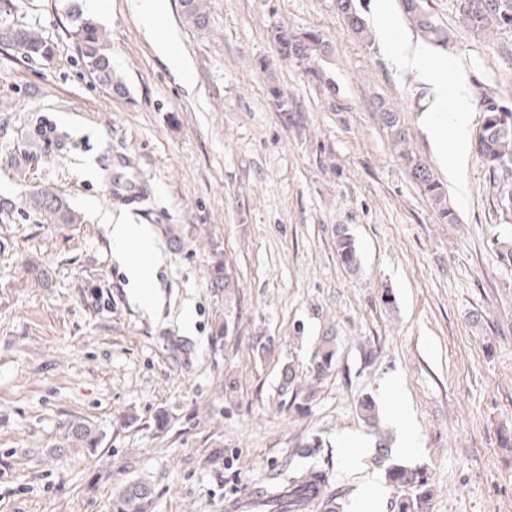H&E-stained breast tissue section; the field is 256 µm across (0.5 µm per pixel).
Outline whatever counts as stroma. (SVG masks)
<instances>
[{
    "instance_id": "stroma-1",
    "label": "stroma",
    "mask_w": 512,
    "mask_h": 512,
    "mask_svg": "<svg viewBox=\"0 0 512 512\" xmlns=\"http://www.w3.org/2000/svg\"><path fill=\"white\" fill-rule=\"evenodd\" d=\"M15 2L13 22L54 53L0 51V512H111L136 479L152 487L151 512H224L288 461L325 471L346 507L360 482L338 443L348 434L368 439L366 470L382 438L389 462L426 467L424 512H512V267L492 246L512 225L474 154L464 191L447 189L460 221L441 223L374 119L381 100L403 112L415 150L447 178L433 85L348 32L336 0H206L204 31L167 0L188 81L132 0H109L104 14L90 0ZM75 2L105 32L126 97L86 66ZM427 3L454 35L430 52L453 62L479 127L484 92L512 106V33L471 31L453 0ZM277 22L320 31L329 53L306 68L281 60ZM274 86L299 124L277 111ZM119 158L147 186L141 203L112 201ZM35 187L81 223H51L27 199ZM109 215L153 228L165 261L145 287L160 292L157 311L130 293ZM340 227L357 272L336 254ZM218 259L236 285L229 305L211 280ZM32 261L48 279L28 275ZM326 336L338 357L307 413L279 407L284 366L307 370ZM390 378L410 415L377 435L357 406ZM75 420L96 447L68 439ZM405 428L415 447L403 452ZM313 437L322 446L304 457Z\"/></svg>"
}]
</instances>
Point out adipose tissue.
<instances>
[{"label": "adipose tissue", "mask_w": 512, "mask_h": 512, "mask_svg": "<svg viewBox=\"0 0 512 512\" xmlns=\"http://www.w3.org/2000/svg\"><path fill=\"white\" fill-rule=\"evenodd\" d=\"M167 0H145L140 8V18L150 32L158 33V50L182 74H191L189 59L180 50V37L175 29L166 27ZM375 28L379 38L390 48L401 68L417 72L430 80L437 88L448 85L449 61L435 60L426 45H412L401 35L391 12L390 0H378ZM471 101L465 86L454 91L453 108L445 116L448 136L437 139L441 153L450 154L448 180L461 185L463 172L469 160L471 140ZM112 252L121 264L132 292L136 293L146 310H153L161 303V295L148 292L144 284L160 267L162 256L155 236L144 224H131L121 219L105 226Z\"/></svg>", "instance_id": "adipose-tissue-1"}]
</instances>
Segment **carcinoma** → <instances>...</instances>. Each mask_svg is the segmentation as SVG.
<instances>
[{
  "instance_id": "carcinoma-1",
  "label": "carcinoma",
  "mask_w": 512,
  "mask_h": 512,
  "mask_svg": "<svg viewBox=\"0 0 512 512\" xmlns=\"http://www.w3.org/2000/svg\"><path fill=\"white\" fill-rule=\"evenodd\" d=\"M357 2L337 0V8L347 30L367 44L370 36ZM455 6L465 27L473 31H512V0H455ZM402 7L423 35L440 46L448 45L450 31L427 11L424 0H402ZM181 14L184 21L197 30L209 27L210 17L204 0H181ZM73 17V37L89 70L111 94L119 98L125 96L127 88L112 70L102 31L93 20L83 17L77 10L73 11ZM269 34L278 55L286 61L310 59L329 49V43L317 30L305 29L298 36L296 31L279 23L271 27ZM0 50H13L20 54L21 59L30 60L48 56L51 46L38 32L13 24L0 27ZM482 112V122L475 135L477 152L493 177V188L497 193L500 210L505 215H512V108L500 104L495 95L490 93L484 96ZM375 117L411 179L433 205L438 219L445 224L458 223L457 215L448 204L447 194L434 168L412 147L402 112L380 101ZM31 200L57 223L77 224L80 221L79 214L51 192L36 191L31 194ZM336 253L348 271L358 270L359 257L355 242L343 229L336 230ZM211 276L216 287L224 289L225 303H231L236 285L224 277L222 262L214 263ZM337 355L335 337H324L314 363L307 370V376L313 381L320 380L335 366ZM297 378L298 372L293 366H288L280 386V404L288 407L293 405L301 411L306 409L309 396L301 394L296 384ZM359 417L368 425L376 424L378 414L371 398L366 397L360 401ZM385 479L395 491L392 503L394 512H422L423 505L430 497L429 476L425 469H408L391 463L385 468ZM284 487L290 490L322 491V505L326 512H338L335 506L337 493L330 490L328 476L315 468L285 471L280 474L277 483L262 486L259 491V498L265 502L262 512H296L293 506L275 496ZM151 505L150 484L143 480H133L118 490L112 500V512H149Z\"/></svg>"
}]
</instances>
